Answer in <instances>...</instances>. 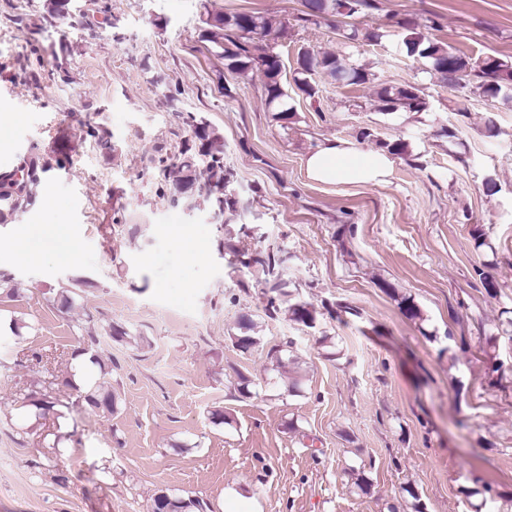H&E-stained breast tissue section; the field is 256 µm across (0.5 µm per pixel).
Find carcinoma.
<instances>
[{
  "mask_svg": "<svg viewBox=\"0 0 512 512\" xmlns=\"http://www.w3.org/2000/svg\"><path fill=\"white\" fill-rule=\"evenodd\" d=\"M72 0H39L40 18L45 25L55 29L70 28L76 24V13ZM304 10L298 20L305 24H323L337 32L346 41L363 39L376 43L382 34L376 31L359 33L357 27L346 19L376 8L375 0H303ZM205 24L204 37L220 50L227 61V67L239 74L254 69L264 78L263 91L268 107L278 112V118L286 120L292 112L288 107V94L281 84L282 63L278 54L271 51V44L284 33L286 23L268 17L247 13L224 14L206 12L202 19ZM404 31L403 44L410 57L426 60L433 74L444 83H451L465 89L473 87L485 98L512 97V61L487 57L481 63H471L469 57L459 50H453L438 41L412 21L399 23ZM297 63L303 68L295 83L309 98L316 95L311 83L312 76L325 74L348 85L364 84L369 80L366 69L356 67L334 52L311 53L301 50ZM428 102L421 88L404 83L389 85L377 96L376 108L380 112H423ZM177 119L191 131L190 138L183 140L174 151L158 153L152 159V176L158 194L171 205L187 211L205 209L214 214L216 223L224 231L220 247H228L232 256L262 285L266 300L265 315L271 319L285 316L289 321L307 328L315 327L317 311L313 304L292 301L288 287L290 282L285 270L288 269V254L281 248L254 247L246 242L249 232L246 225L234 228L232 220L248 209L249 202L240 199L231 185L233 173L224 165V133L211 125L205 118L192 112L178 113ZM73 137L83 142L92 139L98 145L110 149L112 145L98 127L83 122ZM41 177L37 167L23 166L13 174L0 177V223L20 209L35 204L39 195ZM78 284L62 287L54 293L52 306L63 317H70L74 311V290ZM385 288L399 301L405 315L412 320H424V314L415 299L402 294L390 284ZM241 332L230 336L233 347L243 353L254 349L260 340L256 336L257 326L245 315L238 320ZM90 362L99 368V373H85L84 387L68 379L65 385L76 392V400H84L93 410L112 415L118 410V399L105 377L112 371L99 358L92 356ZM32 406L39 415L64 416L63 409L69 404L44 394L32 400ZM209 505L198 498H177L160 492L153 498L151 512H207Z\"/></svg>",
  "mask_w": 512,
  "mask_h": 512,
  "instance_id": "carcinoma-1",
  "label": "carcinoma"
}]
</instances>
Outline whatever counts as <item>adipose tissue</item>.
I'll return each instance as SVG.
<instances>
[{
	"instance_id": "adipose-tissue-1",
	"label": "adipose tissue",
	"mask_w": 512,
	"mask_h": 512,
	"mask_svg": "<svg viewBox=\"0 0 512 512\" xmlns=\"http://www.w3.org/2000/svg\"><path fill=\"white\" fill-rule=\"evenodd\" d=\"M394 161L388 151L366 150L356 142L332 139L322 142L306 157V174L322 184L382 186L387 184ZM20 261L34 262L47 254L67 263L80 258L79 244L56 224L19 233L7 244Z\"/></svg>"
}]
</instances>
